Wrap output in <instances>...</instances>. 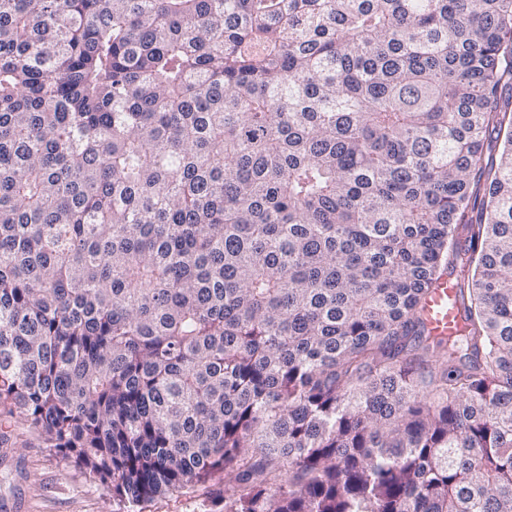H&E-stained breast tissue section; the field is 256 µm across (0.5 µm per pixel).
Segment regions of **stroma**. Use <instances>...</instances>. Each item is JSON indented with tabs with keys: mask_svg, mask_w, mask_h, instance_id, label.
Segmentation results:
<instances>
[{
	"mask_svg": "<svg viewBox=\"0 0 512 512\" xmlns=\"http://www.w3.org/2000/svg\"><path fill=\"white\" fill-rule=\"evenodd\" d=\"M224 477L134 507L114 500L100 484L46 447L40 435L12 421L0 443V512H222Z\"/></svg>",
	"mask_w": 512,
	"mask_h": 512,
	"instance_id": "35a3bbf8",
	"label": "stroma"
}]
</instances>
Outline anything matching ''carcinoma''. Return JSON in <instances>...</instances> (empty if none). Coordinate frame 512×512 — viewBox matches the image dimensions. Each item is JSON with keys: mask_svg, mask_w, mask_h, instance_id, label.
Returning a JSON list of instances; mask_svg holds the SVG:
<instances>
[{"mask_svg": "<svg viewBox=\"0 0 512 512\" xmlns=\"http://www.w3.org/2000/svg\"><path fill=\"white\" fill-rule=\"evenodd\" d=\"M0 406L132 505L512 512V0H0ZM456 286L451 279L437 281L423 298V317L433 336L455 333L461 319L456 304Z\"/></svg>", "mask_w": 512, "mask_h": 512, "instance_id": "carcinoma-1", "label": "carcinoma"}]
</instances>
